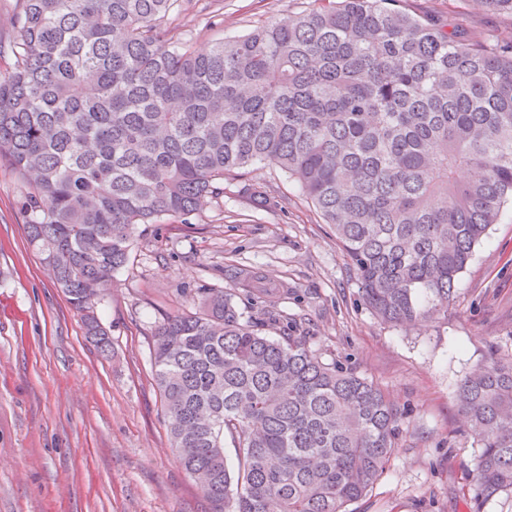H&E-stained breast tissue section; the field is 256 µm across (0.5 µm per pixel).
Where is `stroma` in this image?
I'll return each mask as SVG.
<instances>
[{"mask_svg": "<svg viewBox=\"0 0 512 512\" xmlns=\"http://www.w3.org/2000/svg\"><path fill=\"white\" fill-rule=\"evenodd\" d=\"M315 0H183L172 19L196 48L248 33ZM474 41L512 42V20L470 0H399ZM15 176L0 168V512H211L170 448L152 372L156 326L221 288L256 324L299 322L312 349L378 384L402 414L398 449L350 512H512L483 498L478 449L455 402L461 380L512 356V203L476 246L447 312L381 323L332 229L299 185L259 165L185 218L137 228L130 260L98 306L103 357L26 239ZM254 270L260 286L240 278Z\"/></svg>", "mask_w": 512, "mask_h": 512, "instance_id": "1", "label": "stroma"}]
</instances>
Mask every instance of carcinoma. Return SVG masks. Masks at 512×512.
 Masks as SVG:
<instances>
[{
  "instance_id": "1",
  "label": "carcinoma",
  "mask_w": 512,
  "mask_h": 512,
  "mask_svg": "<svg viewBox=\"0 0 512 512\" xmlns=\"http://www.w3.org/2000/svg\"><path fill=\"white\" fill-rule=\"evenodd\" d=\"M179 0H18L0 73V167L25 189L28 243L107 355L96 312L139 224L188 215L224 176L274 165L300 186L384 323L448 312L476 245L512 200V47L392 7L321 0L206 52ZM171 447L213 512H349L398 448L375 383L265 336L219 288L155 329ZM455 402L486 498L512 492V357ZM235 449L230 470L225 443Z\"/></svg>"
}]
</instances>
